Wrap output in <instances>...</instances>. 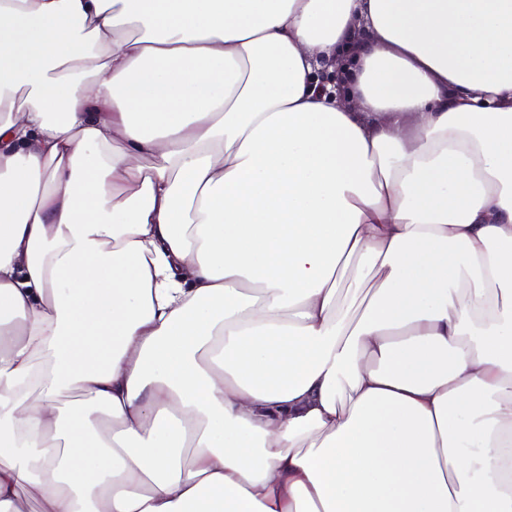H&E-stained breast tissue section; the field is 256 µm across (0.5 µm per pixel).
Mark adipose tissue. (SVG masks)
I'll return each mask as SVG.
<instances>
[{"label": "adipose tissue", "instance_id": "ef3b65f1", "mask_svg": "<svg viewBox=\"0 0 512 512\" xmlns=\"http://www.w3.org/2000/svg\"><path fill=\"white\" fill-rule=\"evenodd\" d=\"M0 512H512V0H0Z\"/></svg>", "mask_w": 512, "mask_h": 512}]
</instances>
